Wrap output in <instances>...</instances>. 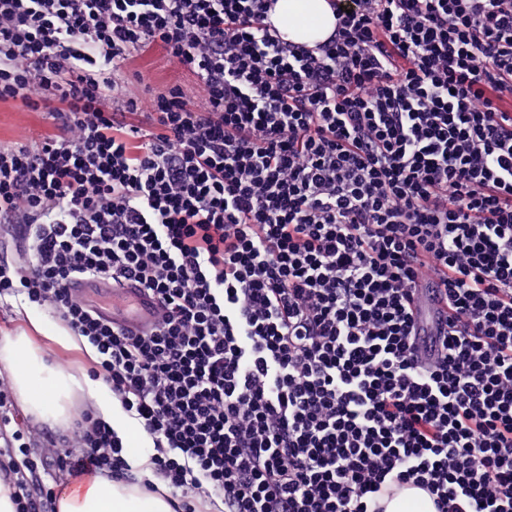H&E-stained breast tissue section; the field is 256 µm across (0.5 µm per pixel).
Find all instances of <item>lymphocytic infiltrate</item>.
<instances>
[{"label": "lymphocytic infiltrate", "mask_w": 512, "mask_h": 512, "mask_svg": "<svg viewBox=\"0 0 512 512\" xmlns=\"http://www.w3.org/2000/svg\"><path fill=\"white\" fill-rule=\"evenodd\" d=\"M276 0H0V100L52 133L0 145V301L45 309L152 448L174 512H512V0H336L315 47ZM197 77L142 102L151 46ZM434 275L441 334L421 335ZM155 298L135 334L70 291ZM0 375V481L55 512ZM25 456L17 464L16 456ZM122 481L117 431L52 441ZM22 241L16 232L8 226L0 224V259L10 262L18 261L22 253ZM429 497L420 490H409L395 497L387 507L388 512H434Z\"/></svg>", "instance_id": "1"}]
</instances>
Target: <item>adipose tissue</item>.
Segmentation results:
<instances>
[{"label": "adipose tissue", "mask_w": 512, "mask_h": 512, "mask_svg": "<svg viewBox=\"0 0 512 512\" xmlns=\"http://www.w3.org/2000/svg\"><path fill=\"white\" fill-rule=\"evenodd\" d=\"M271 20L286 39L308 45L326 39L336 23L327 0H277ZM25 318L30 332L0 337V371L9 375L12 394L21 407L36 422L55 429L73 420L75 402L81 399L116 430L126 431L130 420L113 403L103 381L65 362H45L47 344L76 347L81 345L80 337L61 324L43 328L40 314L29 312ZM130 466L133 481H85L62 494L58 512H173L162 496L140 488L141 480L151 475L148 457H134Z\"/></svg>", "instance_id": "adipose-tissue-1"}]
</instances>
